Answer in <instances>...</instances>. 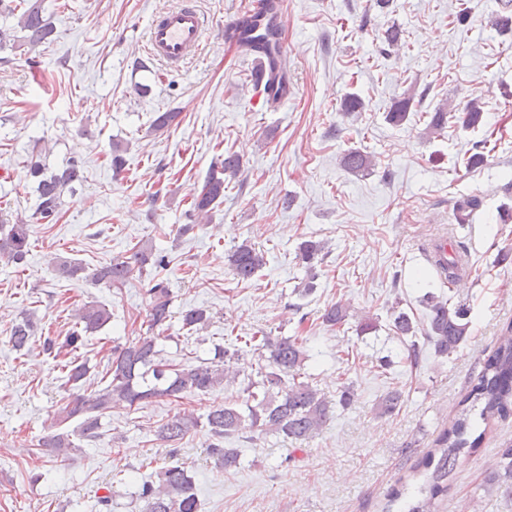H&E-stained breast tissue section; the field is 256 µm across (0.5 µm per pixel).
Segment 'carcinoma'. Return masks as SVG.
Wrapping results in <instances>:
<instances>
[{"mask_svg":"<svg viewBox=\"0 0 512 512\" xmlns=\"http://www.w3.org/2000/svg\"><path fill=\"white\" fill-rule=\"evenodd\" d=\"M277 7L276 0H267V12L247 16L236 28L237 39L248 40L253 48L271 53L281 41L282 31L273 24L272 14ZM14 17L22 33V44L34 50L54 40L55 29L51 15L47 13L44 0H18L17 3L0 0V17ZM493 25L499 33L512 32V0L504 3L502 12L497 14ZM412 97L396 100L386 120L392 125L403 124L411 110ZM452 108L439 106L430 113L429 130L438 132L445 128L452 118ZM463 126L479 129L486 124L485 112L477 98L467 101L462 116ZM343 166L360 173L372 167V158L360 150L349 151L342 159ZM28 174L36 184L38 195L36 221L47 224L57 220L63 204V195L74 190L83 181L82 166L70 160L65 166L48 172L38 162H27ZM241 171L238 156L227 153L221 170H211L202 189L192 197L191 211L198 217H208L213 207L224 198V183L236 178ZM483 205L477 195L458 198L453 204V218L458 224H467L470 217ZM30 224L22 218L10 219L0 212V261L21 264L30 250ZM326 243L312 238L302 240L297 247L298 258L306 269V280L294 289L295 294L306 297L314 291L315 261L326 255ZM155 268H165L168 261L158 256L150 259V252L144 246H137L127 256L116 257L99 266L92 273V279L108 287L118 288L135 271H143L147 263ZM227 264L233 275L248 281L266 264L265 253L249 240L234 246L227 254ZM460 260L454 253L440 255L432 267L441 283L452 284L461 276ZM148 295L147 317L152 336H139L123 346L112 349L108 359L106 375L110 382L102 389L81 393L86 383L89 367L73 356L85 345L88 338L102 329L111 319L105 307L88 303L78 310L72 332L58 340L50 336L43 339V348L59 356L66 355L62 364L66 372V383L78 389L70 400L53 413L51 426L59 432L44 438L42 446L51 449L58 456L66 455L74 448L70 434L63 431L67 423L75 421L74 431L84 441L91 443L102 436L101 419L114 403L140 406L153 400L168 399L178 402L182 399L206 394L224 383H233L240 374L237 369L242 358V349H230L221 345L214 347L212 358L197 364H180L176 368L161 355L158 349L159 336L172 327L174 318L171 310L172 296L169 283L164 278L153 277L146 289ZM428 310L425 326H419L411 316L402 311L392 313V331L399 338H412L407 359L416 364L420 357L417 338L431 345L437 357L446 358L454 353L470 336V309L463 303L452 304L431 295L427 297ZM348 317V308L337 302L325 309L322 321L329 326L342 325ZM180 330L187 335L207 330L210 316L202 308H190L179 316ZM35 337L33 314H25L11 330V342L15 350L28 347ZM305 336H252L248 339L250 351L259 354L263 364L257 369L258 381H249L243 402L226 401L213 408L206 416L211 442L209 455L215 465L229 469L239 464L240 454L236 448L224 447V440L232 439L249 430L281 435L292 441H305L314 437L333 417V407L325 394L308 381L301 380L308 349ZM402 393L388 390L379 396L375 410L380 415H391L401 408ZM464 402L471 407H480L479 418L483 421L505 416L512 412V326L506 328L499 343L484 361L483 367L466 395ZM199 426L198 419L178 412L169 417L156 430L157 439L174 443L183 439L193 428ZM470 426L469 409L462 410L451 428L443 430L435 440V449L422 459L421 465L433 467L428 485L419 490V497L408 512H442V505L448 497V474L454 469L462 451L479 447L482 436L467 438ZM487 485L496 489L506 498L512 499V445L501 449L496 467L488 476ZM144 501L143 512H198V498L195 481L189 470L180 465L163 468L155 482H145L139 491Z\"/></svg>","mask_w":512,"mask_h":512,"instance_id":"obj_1","label":"carcinoma"}]
</instances>
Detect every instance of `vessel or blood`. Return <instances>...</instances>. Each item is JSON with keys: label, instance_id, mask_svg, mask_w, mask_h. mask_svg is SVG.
Masks as SVG:
<instances>
[{"label": "vessel or blood", "instance_id": "vessel-or-blood-1", "mask_svg": "<svg viewBox=\"0 0 512 512\" xmlns=\"http://www.w3.org/2000/svg\"><path fill=\"white\" fill-rule=\"evenodd\" d=\"M207 31L204 16L192 4L160 12L149 21L146 52L177 66L198 54Z\"/></svg>", "mask_w": 512, "mask_h": 512}]
</instances>
